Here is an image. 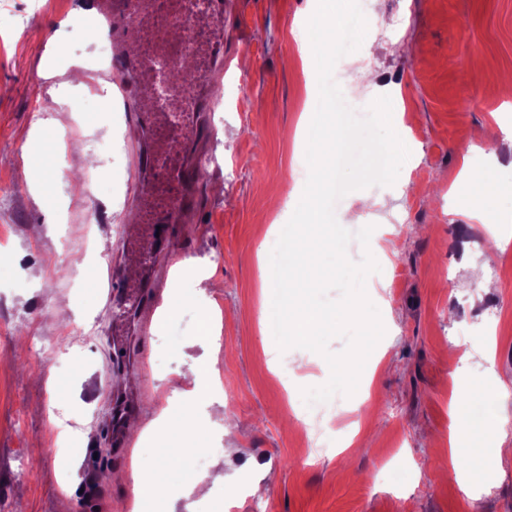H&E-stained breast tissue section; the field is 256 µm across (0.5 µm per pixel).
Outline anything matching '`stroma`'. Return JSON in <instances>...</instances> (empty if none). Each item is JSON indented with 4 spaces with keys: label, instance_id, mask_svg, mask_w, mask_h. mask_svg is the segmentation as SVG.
<instances>
[{
    "label": "stroma",
    "instance_id": "35a3bbf8",
    "mask_svg": "<svg viewBox=\"0 0 512 512\" xmlns=\"http://www.w3.org/2000/svg\"><path fill=\"white\" fill-rule=\"evenodd\" d=\"M80 0H0V512H133L135 470L158 463L162 408L177 403L173 381L196 370L191 427L200 456L169 466L152 495L158 512H512V430L502 454L474 448L468 489L448 454L453 400L474 387L512 403V243L471 218L457 195L459 174L483 146L482 171L497 189L498 214L512 215V96L499 90L512 72V0H359L367 32L361 50L338 60L333 80L360 83L357 111L388 92L403 98L411 155L391 186L348 193L373 199L372 224L390 245L367 288L384 291L379 312L388 367L367 359L369 393L307 404L302 388L325 384L326 360L310 353L305 377L275 368L272 329L262 306L269 279L262 247L284 227L305 187L298 168L304 114L318 83L298 31L317 0H226L224 125H204L201 205L176 230L175 264L163 276L145 334L129 338V364L114 366L112 333L122 327L105 288L83 286L78 256L84 217L96 209L94 240L134 235L137 210L123 203L137 166L129 146L109 162L115 129H133L124 97L89 96L96 78L76 61L69 30ZM60 72L78 69L65 101L85 100L82 121L34 129L52 96L41 75L46 55ZM372 83L361 80L364 71ZM69 132L70 175L93 173L73 193L57 178L49 145ZM41 181L43 195L31 185ZM180 302L165 312L166 299ZM472 352L454 367L456 343ZM232 388L225 401L215 383ZM137 399L141 431L127 460L108 444L114 395ZM358 433L351 447L343 441ZM411 465L383 476L389 457ZM221 461L229 480L207 497L188 495Z\"/></svg>",
    "mask_w": 512,
    "mask_h": 512
}]
</instances>
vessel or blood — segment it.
<instances>
[{
	"instance_id": "1",
	"label": "vessel or blood",
	"mask_w": 512,
	"mask_h": 512,
	"mask_svg": "<svg viewBox=\"0 0 512 512\" xmlns=\"http://www.w3.org/2000/svg\"><path fill=\"white\" fill-rule=\"evenodd\" d=\"M111 18L109 34L116 50L112 70L130 95V117L142 134L136 203L143 233L123 244V260L140 268L154 267L159 255L172 253L171 225L199 210L203 171L194 160L207 89L224 61V0H207L202 11L190 10L186 0H169L173 14L186 17L197 34L192 43L195 68L188 80L175 82L165 101L155 94V77L140 46L155 19V0H102ZM112 298L128 303L140 314L151 300V286L131 283L121 275L109 279ZM133 405L117 401L112 407L111 446L119 458L128 455L124 421Z\"/></svg>"
}]
</instances>
